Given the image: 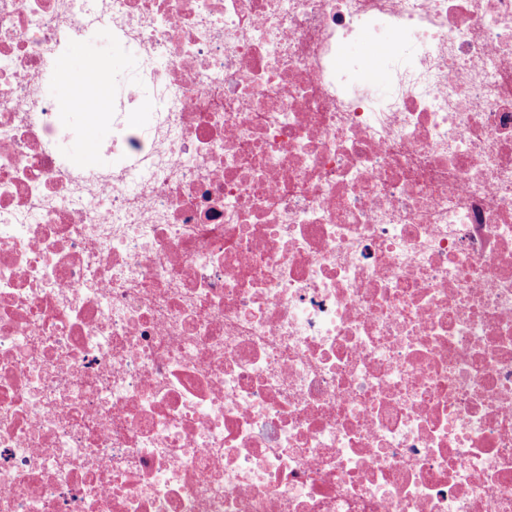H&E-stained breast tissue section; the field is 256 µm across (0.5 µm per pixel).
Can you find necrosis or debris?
<instances>
[{
	"instance_id": "4bbe7bcc",
	"label": "necrosis or debris",
	"mask_w": 512,
	"mask_h": 512,
	"mask_svg": "<svg viewBox=\"0 0 512 512\" xmlns=\"http://www.w3.org/2000/svg\"><path fill=\"white\" fill-rule=\"evenodd\" d=\"M0 512H512V0H0ZM99 63L100 82L112 86V74L130 69L137 62L136 52L131 48L112 42V37L101 33L98 37L72 46L61 61L60 75L54 86V93L62 106L64 119L83 109L70 105L78 76L86 71L90 60ZM83 134H84V129H82L81 127H78L76 129L74 135L72 136V138L64 145V152L69 157H71V159L74 162L79 163L78 165L85 164V163L89 162L88 159L91 158L93 155L91 153L90 146H89L92 136L86 135V138H85V141H84V144L82 147V152L87 159H83L80 157V150H81V145H82Z\"/></svg>"
}]
</instances>
